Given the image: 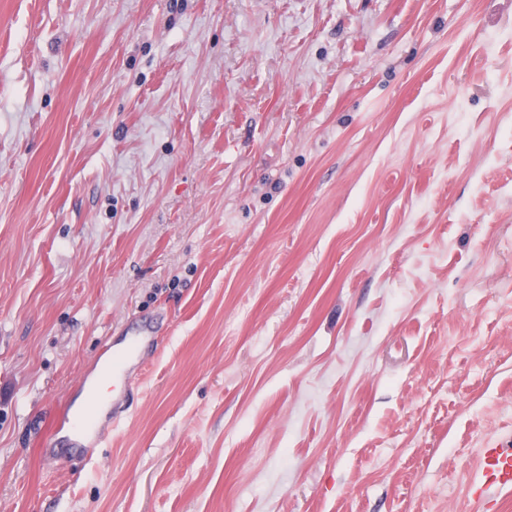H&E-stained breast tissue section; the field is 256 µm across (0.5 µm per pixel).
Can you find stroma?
Returning <instances> with one entry per match:
<instances>
[{
  "label": "stroma",
  "instance_id": "obj_1",
  "mask_svg": "<svg viewBox=\"0 0 512 512\" xmlns=\"http://www.w3.org/2000/svg\"><path fill=\"white\" fill-rule=\"evenodd\" d=\"M510 436L512 0H0V512H469ZM151 336H137L132 338L126 348L118 353H112V364L106 370V377L112 375V385L124 380V366L128 359L139 356L146 343L152 342ZM105 399V394L97 390H91L87 395L86 403L82 408L79 416L77 415V411L73 412L68 403L65 404L56 416L54 429L46 441H51L55 433L65 426L74 429L82 427L90 428L97 413L98 407L105 401Z\"/></svg>",
  "mask_w": 512,
  "mask_h": 512
}]
</instances>
